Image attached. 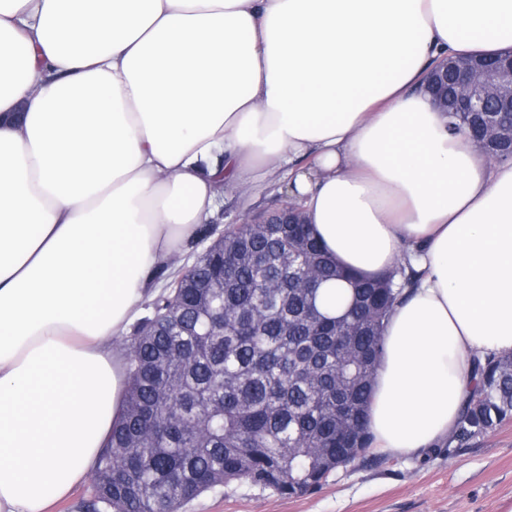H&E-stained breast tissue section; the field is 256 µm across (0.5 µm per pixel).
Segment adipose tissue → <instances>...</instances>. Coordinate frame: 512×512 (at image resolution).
Segmentation results:
<instances>
[{
    "label": "adipose tissue",
    "mask_w": 512,
    "mask_h": 512,
    "mask_svg": "<svg viewBox=\"0 0 512 512\" xmlns=\"http://www.w3.org/2000/svg\"><path fill=\"white\" fill-rule=\"evenodd\" d=\"M510 50L512 0H0V512L85 480L159 265L222 185L283 169L341 266L420 273L385 323L373 447L448 439L476 361L512 354V160L421 86Z\"/></svg>",
    "instance_id": "1"
}]
</instances>
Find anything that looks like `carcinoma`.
Instances as JSON below:
<instances>
[{"label": "carcinoma", "instance_id": "carcinoma-1", "mask_svg": "<svg viewBox=\"0 0 512 512\" xmlns=\"http://www.w3.org/2000/svg\"><path fill=\"white\" fill-rule=\"evenodd\" d=\"M308 252L315 287L288 255ZM127 337L120 418L94 463L90 512H181L247 479L283 497L372 446L367 415L384 322L418 284L408 258L375 277L331 260L308 224L224 226V243ZM512 420V355L486 356L448 444Z\"/></svg>", "mask_w": 512, "mask_h": 512}]
</instances>
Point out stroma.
Wrapping results in <instances>:
<instances>
[{"mask_svg": "<svg viewBox=\"0 0 512 512\" xmlns=\"http://www.w3.org/2000/svg\"><path fill=\"white\" fill-rule=\"evenodd\" d=\"M287 181L242 191L225 186L207 224L217 228L288 203ZM182 512H512V422L462 447L416 456L379 452L333 471L323 485L285 498L239 480L204 493Z\"/></svg>", "mask_w": 512, "mask_h": 512, "instance_id": "stroma-1", "label": "stroma"}]
</instances>
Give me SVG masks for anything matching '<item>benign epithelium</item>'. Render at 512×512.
Segmentation results:
<instances>
[{
	"label": "benign epithelium",
	"instance_id": "1",
	"mask_svg": "<svg viewBox=\"0 0 512 512\" xmlns=\"http://www.w3.org/2000/svg\"><path fill=\"white\" fill-rule=\"evenodd\" d=\"M453 76L448 94L434 96L438 110L449 115L482 113L486 115L476 132L478 148L493 143L505 135L498 114L512 116V54L488 59L441 60L431 68L430 82L446 74ZM301 207L290 203L264 216L243 220L245 224H302Z\"/></svg>",
	"mask_w": 512,
	"mask_h": 512
}]
</instances>
